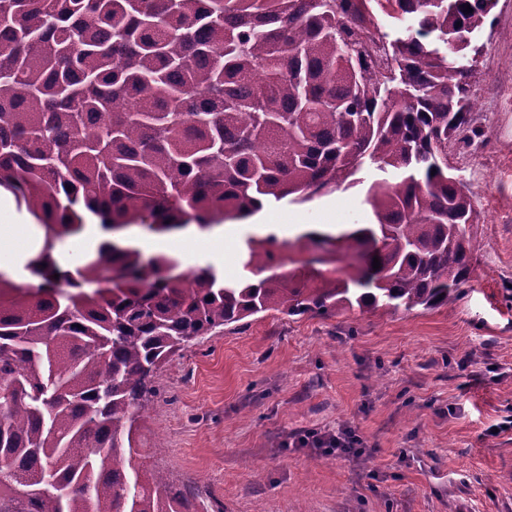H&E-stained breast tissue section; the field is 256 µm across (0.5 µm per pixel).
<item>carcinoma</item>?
I'll list each match as a JSON object with an SVG mask.
<instances>
[{
    "instance_id": "obj_1",
    "label": "carcinoma",
    "mask_w": 512,
    "mask_h": 512,
    "mask_svg": "<svg viewBox=\"0 0 512 512\" xmlns=\"http://www.w3.org/2000/svg\"><path fill=\"white\" fill-rule=\"evenodd\" d=\"M376 5L413 20L381 67ZM495 5L0 0V186L44 230L40 284L0 276V512H191L134 448L169 356L262 312L436 308L476 278L473 195L447 148L475 101L462 36ZM366 165L396 175L365 192L378 223L302 236L344 262L332 271L262 276L283 265L270 234L227 283L119 238L243 220ZM90 217L109 237L62 266L56 242Z\"/></svg>"
}]
</instances>
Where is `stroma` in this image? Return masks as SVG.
Returning a JSON list of instances; mask_svg holds the SVG:
<instances>
[{"label": "stroma", "mask_w": 512, "mask_h": 512, "mask_svg": "<svg viewBox=\"0 0 512 512\" xmlns=\"http://www.w3.org/2000/svg\"><path fill=\"white\" fill-rule=\"evenodd\" d=\"M468 131L448 168L470 188L478 276L447 304L331 317L269 311L198 337L153 379L136 431L148 466L194 512H512V0L476 31ZM294 203L322 223H375L366 184ZM226 280L261 225L229 221ZM354 430L359 454L328 455L309 433Z\"/></svg>", "instance_id": "stroma-1"}]
</instances>
